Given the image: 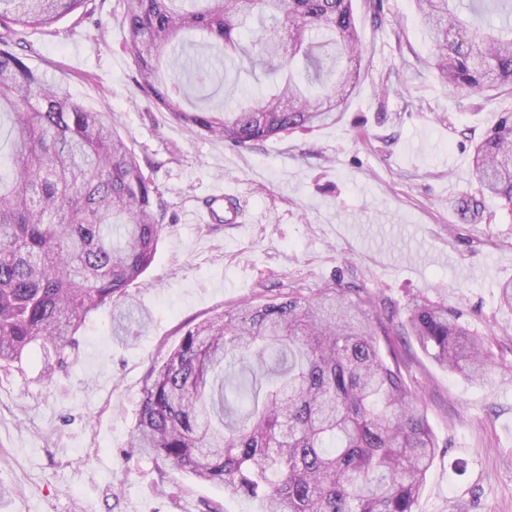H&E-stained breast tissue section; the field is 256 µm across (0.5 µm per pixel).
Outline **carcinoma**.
Returning <instances> with one entry per match:
<instances>
[{
  "label": "carcinoma",
  "instance_id": "obj_1",
  "mask_svg": "<svg viewBox=\"0 0 512 512\" xmlns=\"http://www.w3.org/2000/svg\"><path fill=\"white\" fill-rule=\"evenodd\" d=\"M89 0H0V367L33 343L60 358L80 323L112 307V335L148 314L128 288L151 265L161 191L107 113L88 109L15 50ZM448 90L512 94V0H415ZM123 51L143 93L200 135L239 148L338 122L361 78L353 0H123ZM203 36L236 73L270 83L240 100L207 60L172 58ZM225 88L224 108L186 87ZM473 176L512 213V112L476 144ZM406 333L434 362L487 384L501 369L464 314L423 297ZM379 293L338 280L292 288L188 327L149 372L131 447L259 505V512H415L438 442L405 381Z\"/></svg>",
  "mask_w": 512,
  "mask_h": 512
}]
</instances>
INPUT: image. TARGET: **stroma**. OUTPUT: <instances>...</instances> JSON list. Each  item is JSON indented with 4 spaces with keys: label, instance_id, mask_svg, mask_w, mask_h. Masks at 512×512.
I'll return each instance as SVG.
<instances>
[{
    "label": "stroma",
    "instance_id": "1",
    "mask_svg": "<svg viewBox=\"0 0 512 512\" xmlns=\"http://www.w3.org/2000/svg\"><path fill=\"white\" fill-rule=\"evenodd\" d=\"M91 7L29 37L23 53L108 113L163 193L155 259L129 288L150 319L119 340L104 307L65 363L46 370L34 344L22 369L0 368V512H257L129 440L145 378L187 324L291 288L340 279L380 292L400 318L414 296L448 303L512 368V310L498 303L512 280V213L472 175L476 143L512 97L443 87L413 0H383L377 17L353 0L362 79L337 124L248 149L170 120L121 49V0ZM218 190L240 196L236 223L198 221ZM405 344L404 377L439 444L417 512H512V371L475 384Z\"/></svg>",
    "mask_w": 512,
    "mask_h": 512
}]
</instances>
